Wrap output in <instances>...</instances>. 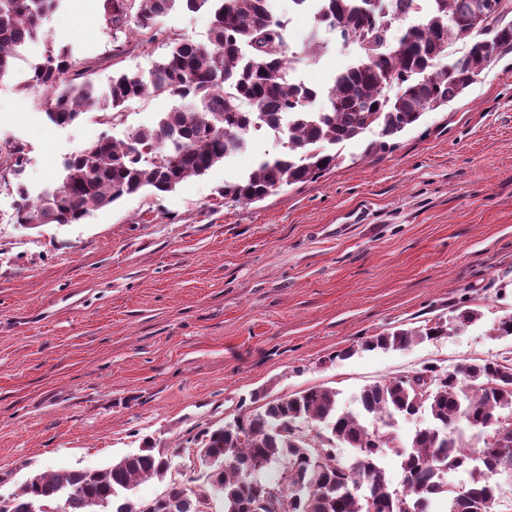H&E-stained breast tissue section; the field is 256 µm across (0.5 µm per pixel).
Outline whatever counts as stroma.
<instances>
[{
  "label": "stroma",
  "mask_w": 512,
  "mask_h": 512,
  "mask_svg": "<svg viewBox=\"0 0 512 512\" xmlns=\"http://www.w3.org/2000/svg\"><path fill=\"white\" fill-rule=\"evenodd\" d=\"M158 25L204 44L210 16L178 7ZM46 28L89 62L100 90L115 72L149 73L168 51L147 34H112L100 0H65ZM310 38L296 17L286 53L306 59L307 84L324 90L359 52L322 30L312 53ZM42 57V41L29 42L0 80V164L13 145L25 152L0 185V499L37 474L107 467L147 439L172 451L168 479L192 489L202 470L189 436L253 410V394L323 387L353 409L364 387L428 365L512 357V338L493 334L512 313L511 53L390 151L348 142L341 165L263 201L222 196L283 149L251 136L175 192L31 229L14 219L17 186L38 196L71 155L154 125L177 103L147 95L117 125L95 112L56 125L19 87ZM457 308L482 317L400 350L360 347Z\"/></svg>",
  "instance_id": "1"
}]
</instances>
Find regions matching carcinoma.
Instances as JSON below:
<instances>
[{
    "label": "carcinoma",
    "instance_id": "1",
    "mask_svg": "<svg viewBox=\"0 0 512 512\" xmlns=\"http://www.w3.org/2000/svg\"><path fill=\"white\" fill-rule=\"evenodd\" d=\"M62 0H0V80L11 74L13 59L29 41L42 38L43 61L23 88L40 93L41 106L57 124H69L89 109L105 123L118 120L124 105L148 94L178 97L183 103L162 114L156 125L132 130L124 141L100 138L65 165L61 182L37 199L17 188L15 219L26 224H78L93 211L149 190L174 192L206 174L239 150L260 124L288 119V149L266 157L239 180L224 185V199L242 205L263 200L275 189L319 178L344 162L336 146L377 135L366 147L375 155L412 128L427 110L448 106L464 94L501 53L512 52V0H426L425 15L392 41L396 15L414 0H318V23L338 36L354 37L361 54L339 71L320 93L289 80L285 37L273 14V0H149L147 12L127 8V0H101L103 18L114 32L132 28L161 35L170 50L149 76L120 71L100 94L87 78L90 67L72 49L43 31L47 16ZM212 17L208 43H195L156 28L175 5ZM483 6L485 24L474 30L473 14ZM468 50L448 60V41ZM321 99L314 111L309 104ZM480 318L457 308L448 318L418 329H396L370 336L366 350L403 349L419 339L446 336ZM442 378L425 400L417 387L424 376ZM357 410L342 411L337 393L314 387L270 400L234 423L212 425L189 438L214 464L204 487L192 490L169 482L148 503L131 491L141 479L164 481L169 453L146 440L142 448L96 470H62L26 480L3 512H41L65 498L67 512H202L211 493L220 494L222 512H269V491L288 512H429L430 501L444 499V512H493L500 493L492 476L512 473V359H484L459 370L424 367L412 376L365 387ZM423 413L429 425L417 430L402 457L403 491L394 492L379 465L394 441L399 418ZM353 448L350 463L316 459L313 443ZM473 463L469 484L450 489L444 474ZM272 464L279 480L261 479Z\"/></svg>",
    "mask_w": 512,
    "mask_h": 512
}]
</instances>
